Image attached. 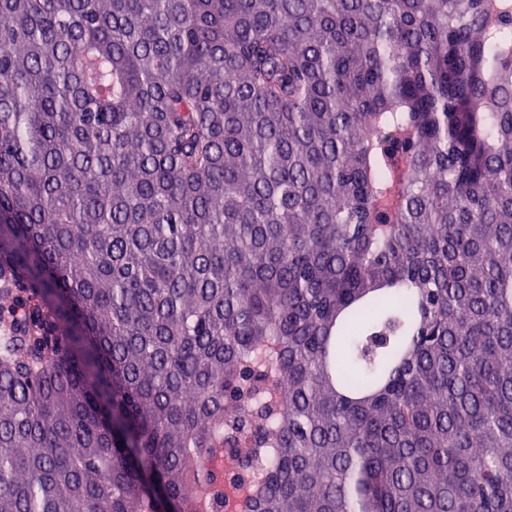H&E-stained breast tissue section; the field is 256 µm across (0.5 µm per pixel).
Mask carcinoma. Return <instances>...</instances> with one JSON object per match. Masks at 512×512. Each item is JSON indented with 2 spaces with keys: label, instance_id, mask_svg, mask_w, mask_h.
Segmentation results:
<instances>
[{
  "label": "carcinoma",
  "instance_id": "obj_1",
  "mask_svg": "<svg viewBox=\"0 0 512 512\" xmlns=\"http://www.w3.org/2000/svg\"><path fill=\"white\" fill-rule=\"evenodd\" d=\"M0 512H512V0H0Z\"/></svg>",
  "mask_w": 512,
  "mask_h": 512
}]
</instances>
